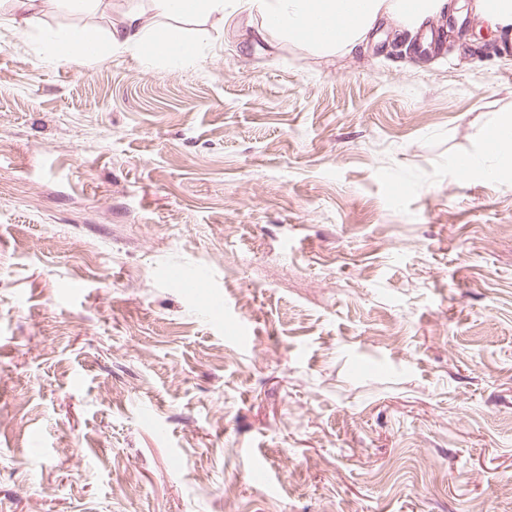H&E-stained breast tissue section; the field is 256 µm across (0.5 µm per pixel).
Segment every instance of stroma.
<instances>
[{"instance_id": "1", "label": "stroma", "mask_w": 512, "mask_h": 512, "mask_svg": "<svg viewBox=\"0 0 512 512\" xmlns=\"http://www.w3.org/2000/svg\"><path fill=\"white\" fill-rule=\"evenodd\" d=\"M256 23L0 17V512H512V53ZM46 39L48 58L55 62H69L77 58L100 60L112 51L130 47L140 48L145 61L164 56L171 65L179 68L192 67L199 59L198 48L192 40L165 30L149 32L144 14L134 9L125 14L121 24L112 25L104 41L89 36L79 38L65 32L49 34ZM88 44H94V51H87ZM490 131L500 135L493 146L487 143L486 134ZM488 132L483 135L482 147L478 153L467 156L462 164L458 159L451 161L450 166L453 170L460 173L478 171L487 177L512 175V117L492 124ZM487 156L494 159L493 164L487 163Z\"/></svg>"}]
</instances>
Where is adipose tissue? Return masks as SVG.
I'll list each match as a JSON object with an SVG mask.
<instances>
[{
    "label": "adipose tissue",
    "instance_id": "obj_1",
    "mask_svg": "<svg viewBox=\"0 0 512 512\" xmlns=\"http://www.w3.org/2000/svg\"><path fill=\"white\" fill-rule=\"evenodd\" d=\"M156 15L163 18H190L199 14H215L229 21L240 11H248L258 19L257 38L280 34L288 40L307 42L321 51L350 48L383 15L395 16L406 24H414L424 16L439 12L445 0H152ZM49 60L69 62L77 58L99 60L115 50L141 49L145 60L166 57L179 68L196 65L199 52L189 39L165 30H148L143 13L129 10L121 24L112 27L103 40L75 37L55 32L47 37ZM499 135L494 145H482L478 153L464 160H452L453 170L478 171L488 177L512 175V117L493 124Z\"/></svg>",
    "mask_w": 512,
    "mask_h": 512
}]
</instances>
